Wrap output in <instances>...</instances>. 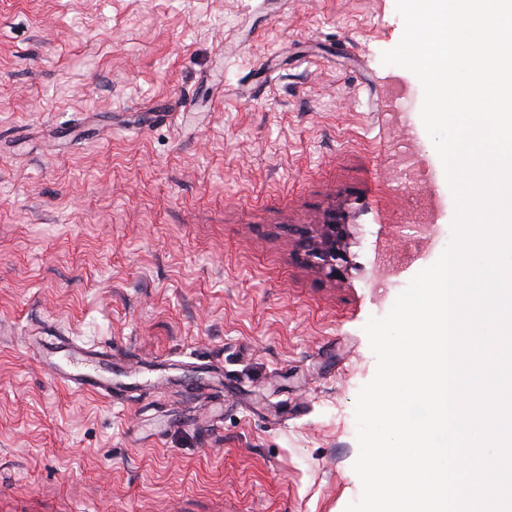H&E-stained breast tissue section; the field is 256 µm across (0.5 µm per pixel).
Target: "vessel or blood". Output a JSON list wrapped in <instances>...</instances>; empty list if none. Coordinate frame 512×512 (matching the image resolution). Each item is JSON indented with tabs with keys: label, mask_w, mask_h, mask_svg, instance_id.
I'll list each match as a JSON object with an SVG mask.
<instances>
[{
	"label": "vessel or blood",
	"mask_w": 512,
	"mask_h": 512,
	"mask_svg": "<svg viewBox=\"0 0 512 512\" xmlns=\"http://www.w3.org/2000/svg\"><path fill=\"white\" fill-rule=\"evenodd\" d=\"M42 357L53 364L56 379L76 390L100 396L112 394V359L107 352L67 340L44 349Z\"/></svg>",
	"instance_id": "1"
}]
</instances>
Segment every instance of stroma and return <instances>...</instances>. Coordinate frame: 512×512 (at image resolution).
Wrapping results in <instances>:
<instances>
[{
	"mask_svg": "<svg viewBox=\"0 0 512 512\" xmlns=\"http://www.w3.org/2000/svg\"><path fill=\"white\" fill-rule=\"evenodd\" d=\"M395 0H0V512H345L364 326L413 242L423 89ZM350 213L348 268L301 231ZM112 353L117 402L27 347Z\"/></svg>",
	"mask_w": 512,
	"mask_h": 512,
	"instance_id": "35a3bbf8",
	"label": "stroma"
}]
</instances>
